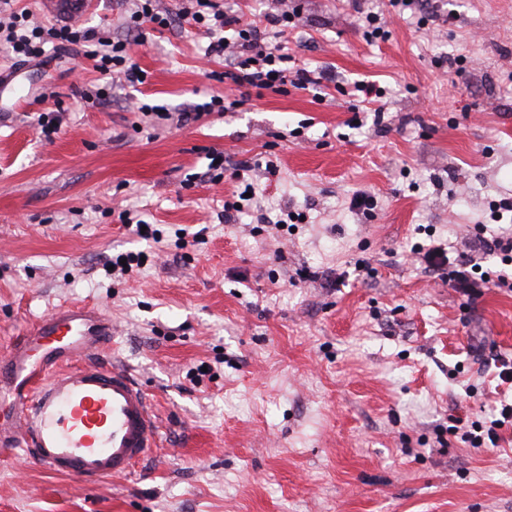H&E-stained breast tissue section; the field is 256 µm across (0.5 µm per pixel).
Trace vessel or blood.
<instances>
[{
  "label": "vessel or blood",
  "instance_id": "obj_1",
  "mask_svg": "<svg viewBox=\"0 0 512 512\" xmlns=\"http://www.w3.org/2000/svg\"><path fill=\"white\" fill-rule=\"evenodd\" d=\"M112 325L79 304L56 309L0 357V389L14 412L0 450L92 485L131 473L157 445L159 421L131 373L94 358Z\"/></svg>",
  "mask_w": 512,
  "mask_h": 512
}]
</instances>
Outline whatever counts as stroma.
<instances>
[{
    "instance_id": "35a3bbf8",
    "label": "stroma",
    "mask_w": 512,
    "mask_h": 512,
    "mask_svg": "<svg viewBox=\"0 0 512 512\" xmlns=\"http://www.w3.org/2000/svg\"><path fill=\"white\" fill-rule=\"evenodd\" d=\"M218 2L262 28L299 8L277 41L328 80L245 93L201 28L129 32L131 0H0L5 18L130 40L147 73L107 89L74 51L0 43V355L57 307L99 308L112 339L97 359L127 368L160 420L157 448L94 485L0 455V512H512V428L496 448L449 429L512 398L497 377L512 291L462 295L412 252L512 234V0H425L422 27L391 0ZM368 11L388 39L365 36ZM359 80L380 97L353 96ZM213 96L232 109L140 110L189 115ZM44 112L61 119L49 140ZM287 211L294 225L271 224ZM180 227L201 240L172 246ZM129 251L140 272L109 275Z\"/></svg>"
}]
</instances>
